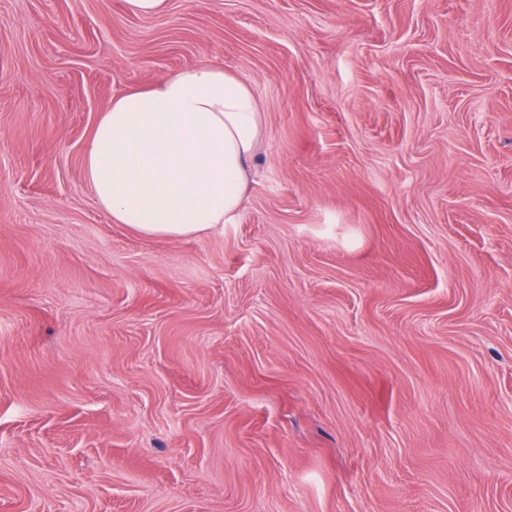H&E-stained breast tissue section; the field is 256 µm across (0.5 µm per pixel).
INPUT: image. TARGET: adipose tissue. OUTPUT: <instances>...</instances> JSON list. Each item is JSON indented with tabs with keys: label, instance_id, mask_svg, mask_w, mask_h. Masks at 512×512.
Here are the masks:
<instances>
[{
	"label": "adipose tissue",
	"instance_id": "1",
	"mask_svg": "<svg viewBox=\"0 0 512 512\" xmlns=\"http://www.w3.org/2000/svg\"><path fill=\"white\" fill-rule=\"evenodd\" d=\"M263 121L250 86L189 64L113 99L95 125L83 177L114 223L186 239L234 223Z\"/></svg>",
	"mask_w": 512,
	"mask_h": 512
}]
</instances>
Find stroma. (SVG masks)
<instances>
[{"label": "stroma", "instance_id": "stroma-1", "mask_svg": "<svg viewBox=\"0 0 512 512\" xmlns=\"http://www.w3.org/2000/svg\"><path fill=\"white\" fill-rule=\"evenodd\" d=\"M200 63L247 203L145 238L85 149ZM0 512H512V0H0ZM167 0H124L128 12L137 16H158L164 13Z\"/></svg>", "mask_w": 512, "mask_h": 512}]
</instances>
